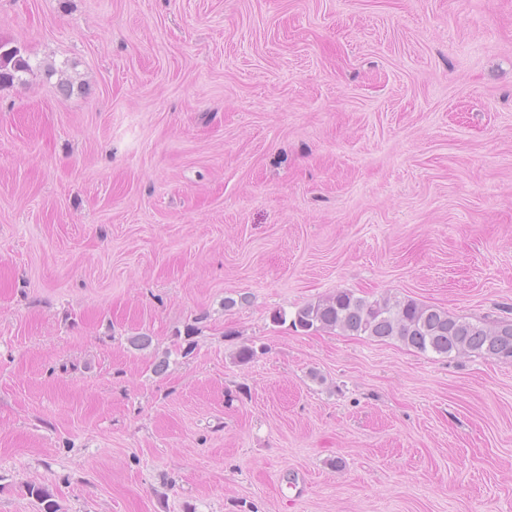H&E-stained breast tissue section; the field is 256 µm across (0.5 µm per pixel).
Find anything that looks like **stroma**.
<instances>
[{"instance_id":"1","label":"stroma","mask_w":512,"mask_h":512,"mask_svg":"<svg viewBox=\"0 0 512 512\" xmlns=\"http://www.w3.org/2000/svg\"><path fill=\"white\" fill-rule=\"evenodd\" d=\"M0 41V512H512V362L271 320H512V0H0ZM9 49L8 42H0V86L4 84L14 83L15 80L21 79V73L31 70V66L24 55L7 51ZM7 51V52H6Z\"/></svg>"}]
</instances>
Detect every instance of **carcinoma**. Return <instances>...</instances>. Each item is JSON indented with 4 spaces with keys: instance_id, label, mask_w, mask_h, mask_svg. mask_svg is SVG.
I'll return each instance as SVG.
<instances>
[{
    "instance_id": "obj_1",
    "label": "carcinoma",
    "mask_w": 512,
    "mask_h": 512,
    "mask_svg": "<svg viewBox=\"0 0 512 512\" xmlns=\"http://www.w3.org/2000/svg\"><path fill=\"white\" fill-rule=\"evenodd\" d=\"M31 70L22 54L0 42V86L21 79ZM292 326L303 331L339 329L352 336L396 340L419 352L461 356L471 353L512 361V321H471L445 309L413 299L381 297L369 300L348 290L300 307ZM28 494L40 512H58L53 494L43 486L31 485Z\"/></svg>"
}]
</instances>
